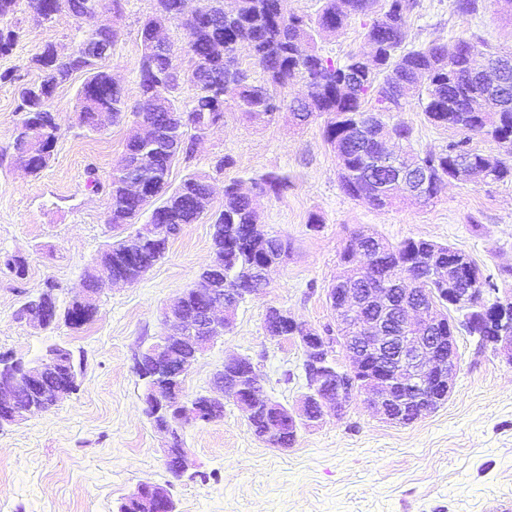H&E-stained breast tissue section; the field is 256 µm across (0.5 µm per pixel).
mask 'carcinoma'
Listing matches in <instances>:
<instances>
[{"instance_id":"carcinoma-1","label":"carcinoma","mask_w":512,"mask_h":512,"mask_svg":"<svg viewBox=\"0 0 512 512\" xmlns=\"http://www.w3.org/2000/svg\"><path fill=\"white\" fill-rule=\"evenodd\" d=\"M30 10L44 13L50 22L57 16L60 4L69 3L74 12L90 13L99 9L118 11L120 0H0V20L13 15L20 2ZM154 10L142 23L139 61L141 94H150L152 110L133 111L123 152L112 167L105 187L109 205L107 223L115 226L138 224L156 205H163L159 223L169 227L160 232L171 241L183 225L200 218L197 201L210 196L211 177L206 172L187 175L171 188L172 167L184 157L191 158L193 141L224 123V114L232 109L256 123H269L276 115L290 112L298 126L317 117H325L323 136L336 153L338 174L346 194L364 198L372 206L383 209L397 199L403 187L389 182L388 172L372 164L373 155L385 140L405 145L398 155L401 164L415 163L430 171V183L422 204L434 200L439 186L455 179L458 166L464 164L482 179L492 183H512V53L490 50L479 38L459 39L448 45L428 42L408 46L410 11L417 0H321L322 7L311 23L287 9L286 0H238L234 15L224 12V0H209L211 18L192 21L184 18L181 0H154ZM379 13L365 24L364 40L370 52L349 54L335 62L320 55L313 47L318 34H334L343 30L356 15H368L375 4ZM171 24L181 27L193 62L185 75L194 90L191 106L181 107L172 92L177 80L167 78L171 59L156 53L152 39L159 28ZM246 46L251 51L261 78L255 79L242 67L238 52ZM484 59L488 69L508 70L505 94L492 92L486 84L471 77L475 59ZM38 79L21 90V128L44 148H53L60 127L47 101L55 90L80 71L87 77L78 100L91 99L94 111L112 113V124L125 121L128 108L121 87L98 65L82 57L80 45L68 53L49 43L34 57ZM296 80L305 83V99L286 100L283 90ZM418 99L427 119L448 127L461 138L448 142L438 151L423 155L411 149L412 130L394 120L403 110V99ZM154 125L149 138L139 136L141 119ZM476 135L493 138L504 149L502 157L485 155L469 146ZM143 184L150 203L131 197L128 185ZM254 187L268 195L280 196L288 190V179L266 174L253 180ZM260 223L258 211L248 196L240 192V181L224 184L222 209L210 217L212 265L202 271L210 274L215 265L224 267V276L242 288L253 286L254 272L260 263L254 248L263 250L270 260L282 263L288 256V239L264 229L254 230ZM375 240L382 252L363 253L365 262L351 270L348 280L359 288L377 281L390 283L405 271L417 273L422 259L431 252L444 256L459 249L424 239H406L389 244L369 230L357 232L346 243L341 261L354 250ZM166 248L146 241L140 265L129 264L123 242L112 244L97 259L99 268L113 278L140 280L161 258ZM422 288L434 290V312L454 311L467 316L463 306L448 305L444 284L422 282Z\"/></svg>"}]
</instances>
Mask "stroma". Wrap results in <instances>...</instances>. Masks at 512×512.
<instances>
[{"mask_svg": "<svg viewBox=\"0 0 512 512\" xmlns=\"http://www.w3.org/2000/svg\"><path fill=\"white\" fill-rule=\"evenodd\" d=\"M153 5L123 0L112 18L120 36L104 68L131 107L140 100L139 28ZM7 25L16 40L0 55V72L12 71L15 79L0 82V252L25 259L27 272L19 278L0 266V355L29 360L62 343L73 351L80 376L77 391L51 411L0 429V512H118L139 484L168 481L178 512H512V365L463 331L453 389L430 416L390 424L358 396L343 413L301 427L295 445L282 451L257 438L229 403L217 421L184 424L189 468L171 481L163 462L167 439L143 412L133 359L163 332V308L209 264V220L184 225L140 281H102L98 312L85 326L60 322L41 330L21 321L19 307L46 281L58 285L60 305L79 297L87 268L127 238L128 229L107 224L108 196L89 181H108L128 127L98 134L78 127L85 75L76 73L50 100L62 135L48 166L36 175L23 170L10 144L23 117L21 89L38 77L32 59L48 43L70 50L95 22L62 13L47 23L22 5ZM473 37L512 52V0H482L473 16L456 13L452 0H418L410 44ZM314 47L336 61L366 50L362 18L316 38ZM399 118L412 129L416 152L439 150L453 136L430 123L417 100H408ZM322 128L319 120L295 127L284 112L272 123L253 124L230 110L193 157L173 167L174 186L195 171L213 174L215 210L224 203L226 181L277 173L289 182L281 197L257 200L262 224L290 241L288 258L271 269L262 293L241 304L232 329L192 363L186 395L215 393L214 375L225 359L246 355L267 394L297 409L305 392L304 354L266 334L265 310L281 307L319 331L335 327L327 291L341 270L343 246L363 229L392 244L422 238L461 249L498 296L512 294V184L455 181L431 205L377 209L343 191ZM224 156L232 163L216 172Z\"/></svg>", "mask_w": 512, "mask_h": 512, "instance_id": "obj_1", "label": "stroma"}]
</instances>
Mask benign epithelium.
<instances>
[{"mask_svg": "<svg viewBox=\"0 0 512 512\" xmlns=\"http://www.w3.org/2000/svg\"><path fill=\"white\" fill-rule=\"evenodd\" d=\"M112 46L98 38L86 42V59L102 62L108 59ZM376 166H390L395 182L405 188L411 199L420 198L428 187L427 173L410 175L383 152L373 161ZM157 232V225L143 224L125 240L126 248L137 251L145 238ZM428 270L436 281L448 282V304H466L471 327L483 330L492 327L485 337L487 346L512 363V297L497 298L493 304L474 294L472 288H460L458 282L474 278L460 256L444 266L437 258L427 259ZM400 287L352 288L345 281L342 287L329 289L327 296L340 327L352 328L356 335L338 333L336 344L350 359L347 370L336 364L324 367L330 359V337L314 332L296 321L288 311L276 306L266 309L273 323L292 324L297 336H286L303 349V372L307 392L298 413L269 398L258 382L256 368L246 356L224 361L217 373V384L224 399L231 401L244 414L252 417L259 409L270 412L261 439L274 447H285L287 434H297L299 427L321 420L326 412L343 410L352 393L342 384L347 375L365 380L363 395L380 419L397 424L405 418L421 419L434 411L437 403L451 391L459 371L457 346L458 326L440 315L430 313L432 295L408 288L409 278L399 279ZM193 293L202 303V312L187 311L184 296H179L163 313L168 325L166 333L142 349L134 357V370L145 385L143 402L152 425L169 437L165 466L172 476L187 470V451L183 446L182 420L193 417L201 422L212 421L211 410L220 399L209 394L188 397L184 379L191 363L209 344L232 326L234 314L241 303L254 296V288H221L213 279L197 281ZM57 363L56 354L48 351L35 361L22 365L20 372L8 373L0 366V428L21 421L30 410L19 405L23 387L34 382ZM73 379L67 378L52 392H40L39 402L52 408L72 393ZM138 512H164L169 501V485L142 484L131 494Z\"/></svg>", "mask_w": 512, "mask_h": 512, "instance_id": "obj_1", "label": "benign epithelium"}]
</instances>
